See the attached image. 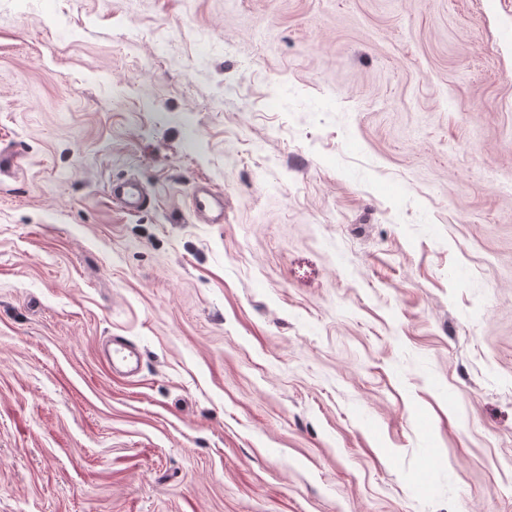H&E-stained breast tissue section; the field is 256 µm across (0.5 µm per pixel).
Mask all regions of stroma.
Segmentation results:
<instances>
[{
	"instance_id": "stroma-1",
	"label": "stroma",
	"mask_w": 512,
	"mask_h": 512,
	"mask_svg": "<svg viewBox=\"0 0 512 512\" xmlns=\"http://www.w3.org/2000/svg\"><path fill=\"white\" fill-rule=\"evenodd\" d=\"M0 149V512H512V0H0ZM109 197L127 213L140 212L151 202L148 191L135 179L113 183ZM194 217L202 224H220L224 221V194L210 182H198L191 195ZM103 358L115 370V367L125 366L127 373H135L140 367V355L136 347L126 342L122 336H112L110 344L105 348Z\"/></svg>"
}]
</instances>
